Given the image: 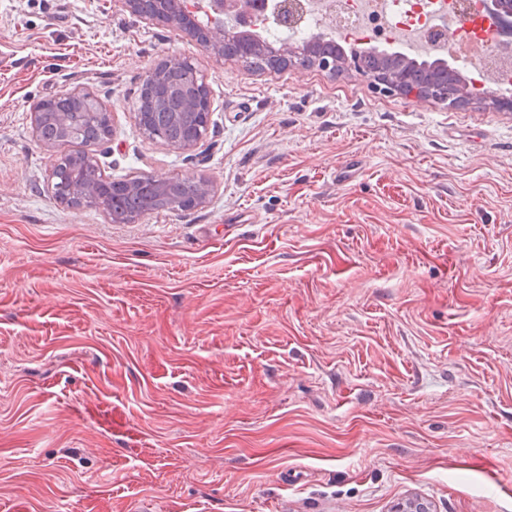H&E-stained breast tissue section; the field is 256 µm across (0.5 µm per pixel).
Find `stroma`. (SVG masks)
<instances>
[{"label": "stroma", "mask_w": 512, "mask_h": 512, "mask_svg": "<svg viewBox=\"0 0 512 512\" xmlns=\"http://www.w3.org/2000/svg\"><path fill=\"white\" fill-rule=\"evenodd\" d=\"M174 56L213 100L191 151L135 121ZM65 88L110 115L106 176L210 203L56 200L30 105ZM410 499L512 512V112L256 71L111 0H0V512ZM202 179V178H199ZM199 179H180L173 180L168 183V197H193L197 193V185L194 183L184 182L182 180H199ZM203 192L200 196L192 202H181L179 200L172 199L171 210L189 211L196 208L204 207L208 204L213 197L214 188L209 180L202 179ZM165 204V198H158L156 196L146 194L138 198L125 200L120 207L119 215L124 217H137L139 215H144L147 210L152 208H157L152 211L168 210L167 208H159L163 207Z\"/></svg>", "instance_id": "35a3bbf8"}]
</instances>
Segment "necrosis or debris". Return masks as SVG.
I'll return each mask as SVG.
<instances>
[{
    "label": "necrosis or debris",
    "mask_w": 512,
    "mask_h": 512,
    "mask_svg": "<svg viewBox=\"0 0 512 512\" xmlns=\"http://www.w3.org/2000/svg\"><path fill=\"white\" fill-rule=\"evenodd\" d=\"M252 20L255 32L284 43L318 36L375 43L405 54L452 57L476 85L512 91V40L488 28L484 0H302L293 24H280L274 6Z\"/></svg>",
    "instance_id": "4bbe7bcc"
}]
</instances>
